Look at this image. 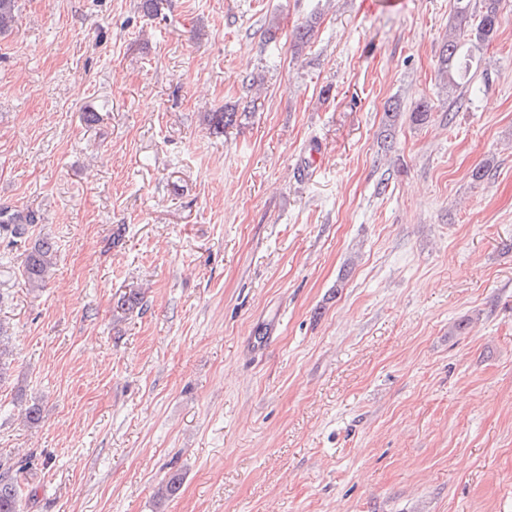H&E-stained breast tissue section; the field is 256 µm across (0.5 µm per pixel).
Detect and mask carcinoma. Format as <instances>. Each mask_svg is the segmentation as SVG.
I'll use <instances>...</instances> for the list:
<instances>
[{
  "label": "carcinoma",
  "instance_id": "cac0c4a2",
  "mask_svg": "<svg viewBox=\"0 0 512 512\" xmlns=\"http://www.w3.org/2000/svg\"><path fill=\"white\" fill-rule=\"evenodd\" d=\"M17 0H0V33L9 29L16 21ZM500 0H455L452 22L448 27V38L443 42L438 61V72L448 92L450 106L457 109L465 103V88L471 83L478 70L477 53L492 42L500 26ZM316 13L310 15L303 25L297 28L293 48L299 52L309 43L318 23ZM402 115L398 99L387 103L383 130L384 141L393 139L398 121ZM247 119V112H238L234 107H226L222 112H212L208 116L210 129L215 134ZM0 227L10 229L14 238L28 233V225L18 222L17 217L0 211ZM55 243L52 238L42 236L35 239L28 251L22 268L26 285L40 287L47 279L54 265ZM19 489L14 478L0 473V512H18Z\"/></svg>",
  "mask_w": 512,
  "mask_h": 512
}]
</instances>
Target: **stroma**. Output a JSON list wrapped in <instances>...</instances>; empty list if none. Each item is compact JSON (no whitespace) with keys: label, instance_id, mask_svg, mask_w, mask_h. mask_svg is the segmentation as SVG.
Masks as SVG:
<instances>
[{"label":"stroma","instance_id":"1","mask_svg":"<svg viewBox=\"0 0 512 512\" xmlns=\"http://www.w3.org/2000/svg\"><path fill=\"white\" fill-rule=\"evenodd\" d=\"M140 3L17 0L0 34L19 512H512V0L455 111L454 0ZM249 113L246 110L237 112L235 107H225L222 112H211L208 116V123L213 133L223 134L226 127L237 123L241 124L242 120L247 119ZM55 251L52 238L42 236L35 239L22 268V277L27 286L39 288L46 281L54 265Z\"/></svg>","mask_w":512,"mask_h":512}]
</instances>
